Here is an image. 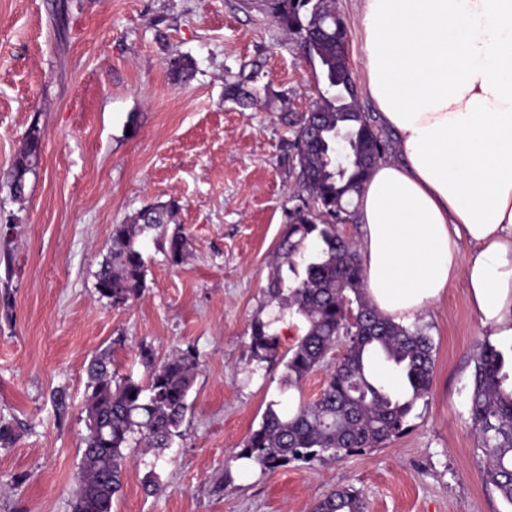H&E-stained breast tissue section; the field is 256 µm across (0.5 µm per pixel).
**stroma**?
<instances>
[{
    "label": "stroma",
    "instance_id": "1",
    "mask_svg": "<svg viewBox=\"0 0 512 512\" xmlns=\"http://www.w3.org/2000/svg\"><path fill=\"white\" fill-rule=\"evenodd\" d=\"M359 7L336 0L361 88ZM179 56L195 62L184 83L171 75ZM256 61L291 110L314 99L313 65L250 0H0V174L32 119L45 130L26 200L0 184V205L19 218L0 304V418L22 425L0 448V512H72L89 361L108 347L118 374L140 377L143 344L160 359L192 348L199 369L181 436L158 458L132 449L112 512H312L341 486L369 512H512L484 485L468 424L472 356L487 335L459 278L417 317L437 347L434 381L391 443L272 471L231 462L270 404L317 398L344 353L286 384L301 320L268 305L265 286L294 204L288 128L279 110L224 99L225 78ZM168 200L189 257L174 265L145 243V290L108 306L94 283L112 225ZM257 317L279 337L264 361L250 348Z\"/></svg>",
    "mask_w": 512,
    "mask_h": 512
}]
</instances>
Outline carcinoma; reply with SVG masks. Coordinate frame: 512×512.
I'll use <instances>...</instances> for the list:
<instances>
[{"instance_id": "1", "label": "carcinoma", "mask_w": 512, "mask_h": 512, "mask_svg": "<svg viewBox=\"0 0 512 512\" xmlns=\"http://www.w3.org/2000/svg\"><path fill=\"white\" fill-rule=\"evenodd\" d=\"M272 13L290 38L310 33L306 45L313 61L326 68L316 102L320 111L291 112L282 92L257 86L259 67L240 70L225 79L224 100L248 107L262 100L276 105L291 133L289 148L296 176L295 201L288 224L270 264L265 293L268 303L291 309L302 318V334L288 349L286 382L298 386L344 338L346 353L327 375L319 396L280 410L269 405L233 461L248 460L268 470L291 462L340 459L397 437L416 402L430 390L436 346L427 329L404 325L380 314L365 295L364 267L357 246L336 232V225L354 222L353 198L359 194L377 161L392 153V142L350 96L353 82L347 28L335 0H255ZM195 70L193 59L173 60V79L182 81ZM45 130L35 119L9 173L7 188L15 202L24 201L28 175L41 157ZM347 142V153L336 157L328 146ZM175 204L160 203L112 225L110 247L95 273L98 298L123 308L146 286L143 243L149 236L164 245L168 260L179 265L189 255L180 230L167 233ZM4 276L0 301L9 305L13 270L10 234H2ZM271 322L251 324L250 347L258 360L276 351L279 339ZM139 357L145 378L112 371V350L92 357L83 406L86 434L76 477L73 512H112L129 463V448L171 447L191 408L189 395L199 368L196 351L177 349L158 360L147 347ZM468 420L481 454L484 483L512 505V388L506 386L504 355L486 342L474 357ZM394 372L397 384L382 382L376 368ZM18 438L13 423L0 419V447ZM363 496L349 486L318 500L313 512H367Z\"/></svg>"}]
</instances>
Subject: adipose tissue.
<instances>
[{
	"label": "adipose tissue",
	"instance_id": "1",
	"mask_svg": "<svg viewBox=\"0 0 512 512\" xmlns=\"http://www.w3.org/2000/svg\"><path fill=\"white\" fill-rule=\"evenodd\" d=\"M367 92L397 157L355 199L365 293L412 321L463 278L512 342V0H360Z\"/></svg>",
	"mask_w": 512,
	"mask_h": 512
}]
</instances>
